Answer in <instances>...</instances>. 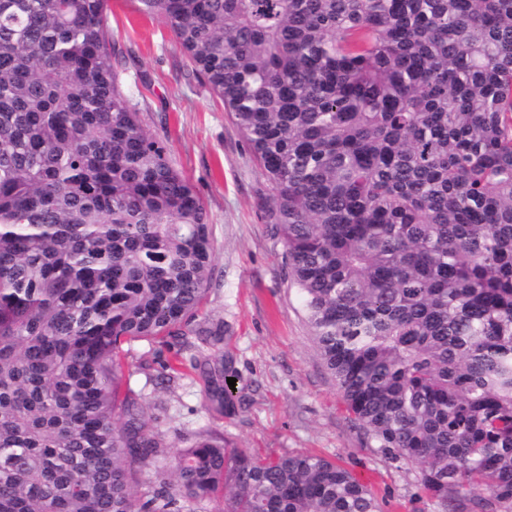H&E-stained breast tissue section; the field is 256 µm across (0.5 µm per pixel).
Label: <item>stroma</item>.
Segmentation results:
<instances>
[{
	"mask_svg": "<svg viewBox=\"0 0 512 512\" xmlns=\"http://www.w3.org/2000/svg\"><path fill=\"white\" fill-rule=\"evenodd\" d=\"M110 24L125 93L203 200L214 263L199 324L224 326L215 347L194 335L185 350L130 344L123 388L140 397L165 436L159 466L170 468L173 449L208 429L260 458L310 453L336 461L372 487L383 512H438L417 498L418 466L388 459L350 419L312 339L284 244L267 220L272 186L222 102L193 74L163 19L139 13L135 0H111ZM177 354L232 357V413L210 407L200 371L173 386L164 381L162 365Z\"/></svg>",
	"mask_w": 512,
	"mask_h": 512,
	"instance_id": "35a3bbf8",
	"label": "stroma"
}]
</instances>
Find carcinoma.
Here are the masks:
<instances>
[{
	"mask_svg": "<svg viewBox=\"0 0 512 512\" xmlns=\"http://www.w3.org/2000/svg\"><path fill=\"white\" fill-rule=\"evenodd\" d=\"M271 183L326 368L441 512H512V0H137ZM108 0H0V512H381L317 454L161 433L123 344L186 336L202 199L130 106ZM231 362L207 399L233 409Z\"/></svg>",
	"mask_w": 512,
	"mask_h": 512,
	"instance_id": "obj_1",
	"label": "carcinoma"
}]
</instances>
